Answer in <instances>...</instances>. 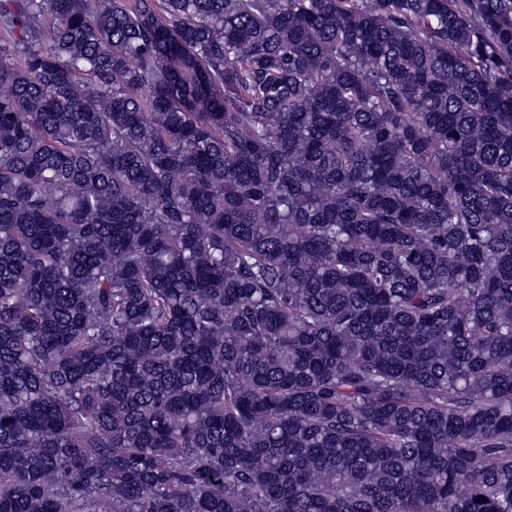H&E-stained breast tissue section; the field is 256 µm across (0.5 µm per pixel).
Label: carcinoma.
Listing matches in <instances>:
<instances>
[{
	"label": "carcinoma",
	"instance_id": "obj_1",
	"mask_svg": "<svg viewBox=\"0 0 512 512\" xmlns=\"http://www.w3.org/2000/svg\"><path fill=\"white\" fill-rule=\"evenodd\" d=\"M0 512H512V0H0Z\"/></svg>",
	"mask_w": 512,
	"mask_h": 512
}]
</instances>
